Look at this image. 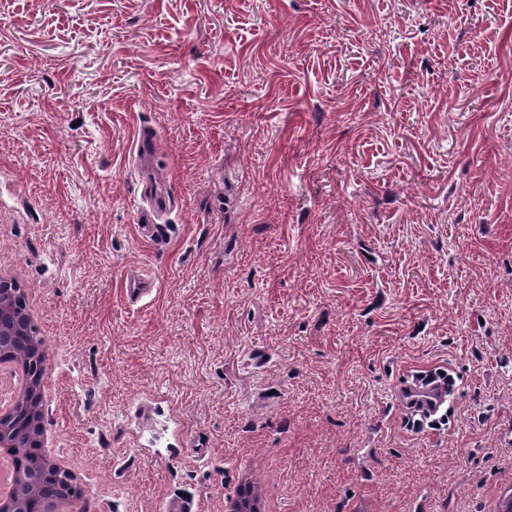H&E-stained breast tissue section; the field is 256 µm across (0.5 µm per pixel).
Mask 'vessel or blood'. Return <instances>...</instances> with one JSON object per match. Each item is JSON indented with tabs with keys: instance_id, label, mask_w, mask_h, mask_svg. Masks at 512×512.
Returning <instances> with one entry per match:
<instances>
[{
	"instance_id": "vessel-or-blood-1",
	"label": "vessel or blood",
	"mask_w": 512,
	"mask_h": 512,
	"mask_svg": "<svg viewBox=\"0 0 512 512\" xmlns=\"http://www.w3.org/2000/svg\"><path fill=\"white\" fill-rule=\"evenodd\" d=\"M142 195L146 201L140 208L138 222L142 235L151 242H159L166 238L167 225L161 224L159 218L168 212L173 202L168 193L161 189H146ZM152 281L141 275L124 276L121 282V293L129 303L144 300L151 292ZM448 376L442 367H419L408 371L400 384L396 401L405 410L406 417L421 415L439 422L440 415L448 401Z\"/></svg>"
}]
</instances>
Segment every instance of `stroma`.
<instances>
[{
  "mask_svg": "<svg viewBox=\"0 0 512 512\" xmlns=\"http://www.w3.org/2000/svg\"><path fill=\"white\" fill-rule=\"evenodd\" d=\"M0 136V265L46 310L57 451L116 512L182 488L224 512L242 469L272 512L487 508L512 461V0H0ZM423 366L456 392L416 434L395 392ZM142 195L146 201V206L139 208L138 215L142 235L151 242H160L167 237L169 224H159V217L172 208V199L168 193L158 188H144ZM152 281L141 274L126 275L121 282V293L128 303L143 301L151 293Z\"/></svg>",
  "mask_w": 512,
  "mask_h": 512,
  "instance_id": "1",
  "label": "stroma"
}]
</instances>
